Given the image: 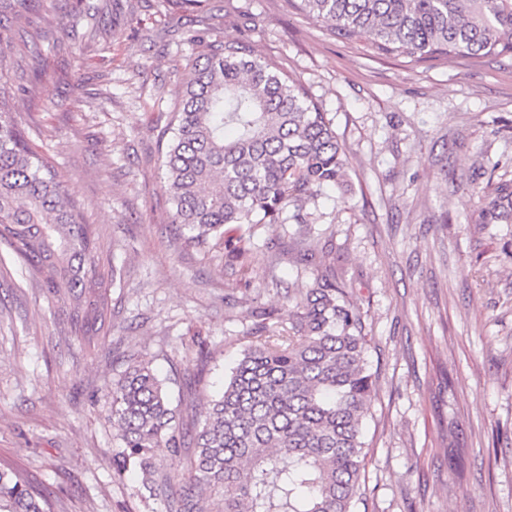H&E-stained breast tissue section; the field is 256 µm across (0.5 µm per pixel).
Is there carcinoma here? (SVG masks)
<instances>
[{
  "label": "carcinoma",
  "mask_w": 512,
  "mask_h": 512,
  "mask_svg": "<svg viewBox=\"0 0 512 512\" xmlns=\"http://www.w3.org/2000/svg\"><path fill=\"white\" fill-rule=\"evenodd\" d=\"M36 0H0V41ZM339 39L382 56L512 57V0H288ZM169 112L164 156L172 223L205 248L224 226L307 223L303 205L342 189L346 158L319 102L246 40L208 43ZM0 54V274L19 265L41 282L62 333L88 353L111 328L97 239L61 176L6 109ZM292 215H287L289 208ZM477 223H512V179L481 199ZM287 335L245 345L193 434L150 362L130 356L112 383V469L141 476L168 512H354L362 496L363 421L375 393L363 313L334 271L288 297ZM165 447L188 477L160 470ZM47 490L0 465V512H51Z\"/></svg>",
  "instance_id": "obj_1"
}]
</instances>
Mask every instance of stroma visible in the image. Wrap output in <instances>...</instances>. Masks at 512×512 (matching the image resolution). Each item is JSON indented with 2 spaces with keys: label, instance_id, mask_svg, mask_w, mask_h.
Returning <instances> with one entry per match:
<instances>
[{
  "label": "stroma",
  "instance_id": "obj_1",
  "mask_svg": "<svg viewBox=\"0 0 512 512\" xmlns=\"http://www.w3.org/2000/svg\"><path fill=\"white\" fill-rule=\"evenodd\" d=\"M75 5L38 0L0 52L9 111L116 275L112 333L83 355L36 279L0 276V460L43 485L54 512H167L112 470L107 414L128 356L152 361L191 430L242 347L285 326L289 293L334 266L364 315L376 381L358 512H512V224L474 223L469 193L512 178V57H377L288 0H123L105 23L76 26ZM215 37L249 40L300 79L346 154L347 191L308 203L305 225L255 226L243 253L233 224L223 243L184 244L159 143Z\"/></svg>",
  "mask_w": 512,
  "mask_h": 512
}]
</instances>
